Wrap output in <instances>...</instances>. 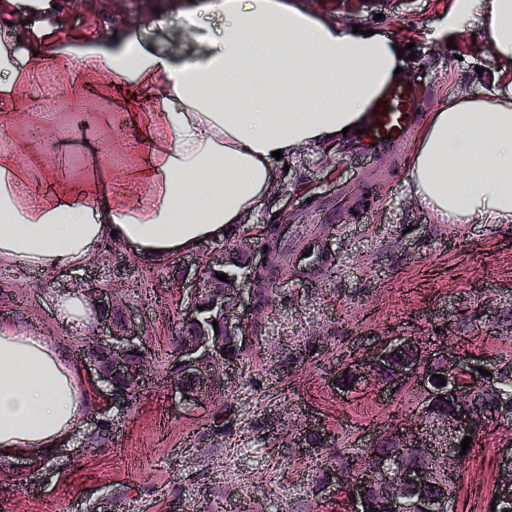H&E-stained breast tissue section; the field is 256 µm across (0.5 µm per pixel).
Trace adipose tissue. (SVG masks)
Segmentation results:
<instances>
[{
	"mask_svg": "<svg viewBox=\"0 0 512 512\" xmlns=\"http://www.w3.org/2000/svg\"><path fill=\"white\" fill-rule=\"evenodd\" d=\"M464 30H478L501 64L512 63V0H456ZM223 26L193 59L137 48L128 24L112 29V54L93 64L112 85L153 91L146 112L99 114L128 128L132 145L106 156L99 179L71 186L0 151V264L49 273L116 240L159 263L223 240L267 200L277 157L339 141L357 129L404 66L396 37L362 35L299 0H192L183 17ZM416 200L438 223L473 215L512 223V100L465 93L432 113L408 163ZM37 179L42 200L29 205ZM142 185L138 203L106 194V181ZM85 400L77 366L49 337L0 328V454L38 455L73 436Z\"/></svg>",
	"mask_w": 512,
	"mask_h": 512,
	"instance_id": "obj_1",
	"label": "adipose tissue"
}]
</instances>
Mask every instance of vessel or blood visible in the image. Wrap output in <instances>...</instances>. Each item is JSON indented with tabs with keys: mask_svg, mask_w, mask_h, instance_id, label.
<instances>
[{
	"mask_svg": "<svg viewBox=\"0 0 512 512\" xmlns=\"http://www.w3.org/2000/svg\"><path fill=\"white\" fill-rule=\"evenodd\" d=\"M419 93L404 80H397L374 103L373 114L357 141L362 154L395 148L410 139L418 125Z\"/></svg>",
	"mask_w": 512,
	"mask_h": 512,
	"instance_id": "b4317fda",
	"label": "vessel or blood"
}]
</instances>
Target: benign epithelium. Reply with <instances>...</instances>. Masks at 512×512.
Wrapping results in <instances>:
<instances>
[{
    "mask_svg": "<svg viewBox=\"0 0 512 512\" xmlns=\"http://www.w3.org/2000/svg\"><path fill=\"white\" fill-rule=\"evenodd\" d=\"M87 3L100 4L101 10L111 15L131 19L136 14L133 0H79L82 6ZM269 260L262 244H234L195 269L194 303L184 317V325L194 329L182 336L176 351L182 374L173 381L174 392L182 402L195 403L205 392L223 384L224 369L231 366L224 360V336L210 332L212 322H218L237 346H248L249 331L263 312L258 299L268 288L265 272ZM207 268L227 275V282L208 286L203 276ZM69 295L81 298L100 313L113 310L120 315L117 322L100 316L98 332L83 349V358L94 373V384L104 386L100 394L105 405L121 411L142 389L143 363L133 362V357L142 356L139 328L131 311L110 288L85 283L70 289ZM201 305L202 311L198 310ZM480 367L487 368L486 362L475 363L472 355L446 343L423 347L401 336L378 343L367 360L346 364L343 374L352 377L354 384L369 378L383 390L415 386L422 395L419 416L429 420L440 434V439L433 440L399 428L384 441L398 448L409 462L389 467L368 456L355 472L343 466L330 470V484L346 492L353 512H454L460 444L464 437L478 435L488 423L489 414L480 398L491 399L500 412L505 408L512 412V396L504 398L495 386L496 370L485 376L479 373ZM436 374L446 385H436ZM442 403L448 404V409L438 410ZM499 470L492 501L497 505L511 503L512 441L500 449Z\"/></svg>",
    "mask_w": 512,
    "mask_h": 512,
    "instance_id": "obj_1",
    "label": "benign epithelium"
}]
</instances>
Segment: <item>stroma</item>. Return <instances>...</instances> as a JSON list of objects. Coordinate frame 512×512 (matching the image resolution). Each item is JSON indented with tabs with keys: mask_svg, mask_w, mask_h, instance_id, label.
I'll return each mask as SVG.
<instances>
[{
	"mask_svg": "<svg viewBox=\"0 0 512 512\" xmlns=\"http://www.w3.org/2000/svg\"><path fill=\"white\" fill-rule=\"evenodd\" d=\"M454 0H322L317 12L344 24L374 26L413 44L404 78L419 90L418 110L429 118L452 96L512 100V66L491 58L472 33H453ZM58 9L60 28L33 18L27 0H15L16 26L0 21V43L12 47L0 81L33 74L56 89L74 79L94 81V97L78 96L77 113L125 111L109 74L84 65L85 45L102 49L97 18L74 15L66 0H42ZM179 0H140L131 35L151 54L176 61L196 55L177 22ZM25 47H17L18 36ZM128 130L87 132L70 152L69 173L86 171L89 157L122 148ZM415 140L374 156L349 143L309 149L288 158L271 202L240 225L239 234L287 222L290 271L284 298H273L251 330L248 350L223 388L195 406H181L170 389L169 342L194 295L179 282L180 264L211 260L220 244L205 243L159 264L141 261L121 243L104 246L80 266L50 274H19L0 265V325L53 338L72 361L89 332L60 320L62 289L97 280L125 289L128 306L145 331V385L112 419L108 439L86 448L87 427L73 440L36 457L0 456V512H89L111 502L114 512H350L345 494L316 493L320 472L336 466L337 451L364 439L416 424L420 393L413 386L382 396L373 381L341 392L336 376L373 343L409 336L421 345L443 341L503 367L512 365V224L480 217L435 223L407 185L405 160ZM343 208L341 223L322 219ZM332 255L313 278L291 270L303 252ZM456 314L464 326L448 327ZM336 442L308 457L295 443L311 423ZM482 472L461 459L462 490L455 512H487L498 476V449L512 441V426L492 424Z\"/></svg>",
	"mask_w": 512,
	"mask_h": 512,
	"instance_id": "obj_1",
	"label": "stroma"
}]
</instances>
